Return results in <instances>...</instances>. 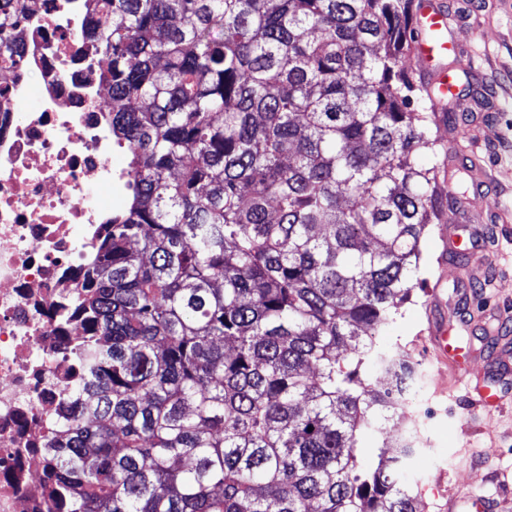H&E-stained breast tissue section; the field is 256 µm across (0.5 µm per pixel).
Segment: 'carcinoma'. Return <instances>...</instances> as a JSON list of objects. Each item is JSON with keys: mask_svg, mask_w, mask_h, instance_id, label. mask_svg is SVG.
I'll list each match as a JSON object with an SVG mask.
<instances>
[{"mask_svg": "<svg viewBox=\"0 0 512 512\" xmlns=\"http://www.w3.org/2000/svg\"><path fill=\"white\" fill-rule=\"evenodd\" d=\"M93 2L129 195L74 312L49 512H421L413 434L357 453L418 384L376 336L444 206L411 0Z\"/></svg>", "mask_w": 512, "mask_h": 512, "instance_id": "cac0c4a2", "label": "carcinoma"}]
</instances>
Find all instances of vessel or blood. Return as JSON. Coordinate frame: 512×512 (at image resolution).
I'll list each match as a JSON object with an SVG mask.
<instances>
[{
    "mask_svg": "<svg viewBox=\"0 0 512 512\" xmlns=\"http://www.w3.org/2000/svg\"><path fill=\"white\" fill-rule=\"evenodd\" d=\"M456 47L448 36V15L445 10L434 4L433 0H423L416 19V34L413 40V56L423 75L427 90L433 99L443 101L454 96L456 77L453 71L442 68L440 60L454 55ZM440 240L442 243L440 263H447L448 259L462 255L463 238L458 226L441 225ZM443 305L441 298H434L433 313L428 319V336L426 349L439 366L448 372L451 383L465 382L467 363L471 357L468 350L459 346L453 328L447 318L441 315ZM466 390L474 394V409H482L500 403L499 391L482 383H468ZM444 508L446 512H457L458 507H465L466 512H495L496 504L483 495H470L459 498L456 495H445Z\"/></svg>",
    "mask_w": 512,
    "mask_h": 512,
    "instance_id": "1",
    "label": "vessel or blood"
}]
</instances>
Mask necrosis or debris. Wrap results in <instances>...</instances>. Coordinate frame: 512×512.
Returning <instances> with one entry per match:
<instances>
[{
	"instance_id": "4bbe7bcc",
	"label": "necrosis or debris",
	"mask_w": 512,
	"mask_h": 512,
	"mask_svg": "<svg viewBox=\"0 0 512 512\" xmlns=\"http://www.w3.org/2000/svg\"><path fill=\"white\" fill-rule=\"evenodd\" d=\"M87 24L84 0H34L0 69V512H47L43 448L85 334L68 313L127 190Z\"/></svg>"
}]
</instances>
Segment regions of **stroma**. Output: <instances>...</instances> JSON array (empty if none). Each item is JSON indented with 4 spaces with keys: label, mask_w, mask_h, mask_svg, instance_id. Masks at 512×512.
Listing matches in <instances>:
<instances>
[{
    "label": "stroma",
    "mask_w": 512,
    "mask_h": 512,
    "mask_svg": "<svg viewBox=\"0 0 512 512\" xmlns=\"http://www.w3.org/2000/svg\"><path fill=\"white\" fill-rule=\"evenodd\" d=\"M441 2L448 34L468 65L458 71L459 91L446 106L451 119L438 125L436 135L444 153L464 158L468 168L456 176L467 201L445 209L440 224L466 227L469 246L492 266L494 283H469L453 267L440 274V224L430 225L419 243L424 285L378 338L382 348L407 353L420 372L403 420L419 436L418 451L403 476L418 491L425 512H440L433 491L441 475L462 496L495 498L500 485L512 486V377H502L487 362L490 351L512 352V331L490 336L488 321L477 320L458 334L459 345L471 351L469 375L503 390L497 407L478 414L465 402L464 387L450 393L438 389L443 373L417 341L427 326L436 281L444 283L441 297L449 315L461 312L469 294L478 306L512 309V0Z\"/></svg>",
    "instance_id": "obj_1"
}]
</instances>
